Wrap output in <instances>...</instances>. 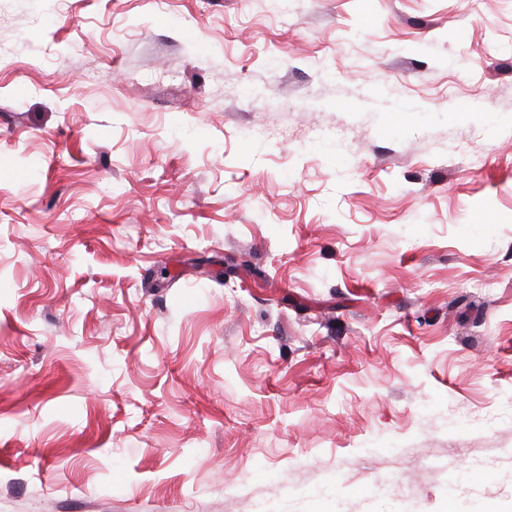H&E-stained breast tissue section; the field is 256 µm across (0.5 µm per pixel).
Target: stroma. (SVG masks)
I'll return each mask as SVG.
<instances>
[{"label": "stroma", "instance_id": "35a3bbf8", "mask_svg": "<svg viewBox=\"0 0 512 512\" xmlns=\"http://www.w3.org/2000/svg\"><path fill=\"white\" fill-rule=\"evenodd\" d=\"M0 512H512V0H0Z\"/></svg>", "mask_w": 512, "mask_h": 512}]
</instances>
